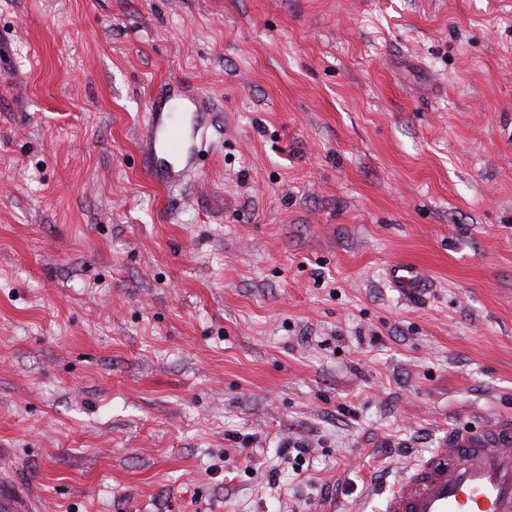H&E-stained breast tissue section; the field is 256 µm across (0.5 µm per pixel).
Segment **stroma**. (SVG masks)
Returning <instances> with one entry per match:
<instances>
[{
  "instance_id": "stroma-1",
  "label": "stroma",
  "mask_w": 512,
  "mask_h": 512,
  "mask_svg": "<svg viewBox=\"0 0 512 512\" xmlns=\"http://www.w3.org/2000/svg\"><path fill=\"white\" fill-rule=\"evenodd\" d=\"M172 82L205 134L166 183L141 139ZM398 261L429 272L409 300ZM509 416L512 0H0L21 496L354 512Z\"/></svg>"
}]
</instances>
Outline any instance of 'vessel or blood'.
Instances as JSON below:
<instances>
[{
	"instance_id": "b4317fda",
	"label": "vessel or blood",
	"mask_w": 512,
	"mask_h": 512,
	"mask_svg": "<svg viewBox=\"0 0 512 512\" xmlns=\"http://www.w3.org/2000/svg\"><path fill=\"white\" fill-rule=\"evenodd\" d=\"M165 114L147 126L149 166L170 168L172 156L185 151L180 118L201 110V101L183 92L166 100ZM387 276L403 297L424 286L423 269L411 262L392 264ZM381 512H512V419L491 423L482 433H452L411 463L390 488Z\"/></svg>"
}]
</instances>
